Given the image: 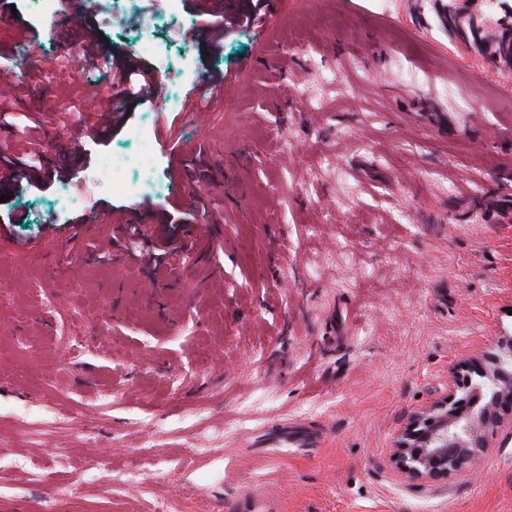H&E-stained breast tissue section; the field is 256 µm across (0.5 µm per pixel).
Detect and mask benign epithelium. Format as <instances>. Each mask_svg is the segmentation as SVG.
I'll return each mask as SVG.
<instances>
[{"instance_id": "benign-epithelium-1", "label": "benign epithelium", "mask_w": 512, "mask_h": 512, "mask_svg": "<svg viewBox=\"0 0 512 512\" xmlns=\"http://www.w3.org/2000/svg\"><path fill=\"white\" fill-rule=\"evenodd\" d=\"M455 22L448 33L471 45L466 28L487 33L482 55L495 67L512 71V53L498 52L499 30L480 12V0H457ZM512 345L505 355L491 359L490 368L478 373L480 381L464 377L456 389L412 414L397 439L393 462L408 480H446L465 471L487 448L488 436L512 413Z\"/></svg>"}]
</instances>
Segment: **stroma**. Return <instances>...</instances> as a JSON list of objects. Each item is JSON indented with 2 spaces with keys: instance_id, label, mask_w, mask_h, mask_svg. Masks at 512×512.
I'll return each mask as SVG.
<instances>
[{
  "instance_id": "stroma-1",
  "label": "stroma",
  "mask_w": 512,
  "mask_h": 512,
  "mask_svg": "<svg viewBox=\"0 0 512 512\" xmlns=\"http://www.w3.org/2000/svg\"><path fill=\"white\" fill-rule=\"evenodd\" d=\"M268 2L213 49L195 0L91 13L100 97L117 63L160 93L83 139L90 89L58 61L84 30L0 8V92L36 115L40 154L0 203V512H225L246 483L283 512H512L510 414L447 481L392 461L410 415L512 338V73L434 0ZM209 77L224 96L189 122ZM141 128L151 165L124 176L153 189L88 195ZM142 201L152 232L171 202L192 216L157 272L110 243ZM93 210L111 224L73 229ZM275 419L316 447H248ZM95 448L110 468L87 470Z\"/></svg>"
}]
</instances>
